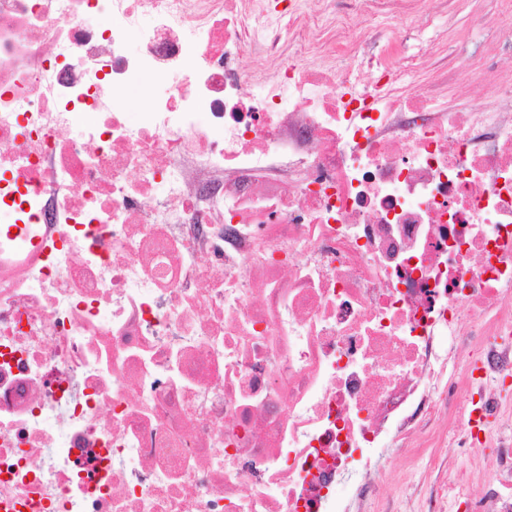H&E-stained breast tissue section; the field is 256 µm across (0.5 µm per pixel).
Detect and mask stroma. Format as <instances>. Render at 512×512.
Returning a JSON list of instances; mask_svg holds the SVG:
<instances>
[{
	"label": "stroma",
	"instance_id": "stroma-1",
	"mask_svg": "<svg viewBox=\"0 0 512 512\" xmlns=\"http://www.w3.org/2000/svg\"><path fill=\"white\" fill-rule=\"evenodd\" d=\"M499 0H424L422 13L396 18L395 26L401 33L399 52H413L423 14H430L434 27L432 35L439 43L438 54L430 59L422 78L424 89L443 92L454 86H463L471 100H480L486 84L479 64L460 69L458 59L474 54L478 46L494 44L501 55L498 77L502 83L512 82V24L497 23ZM390 482L384 494L385 506L395 512L421 508L420 498L437 482L435 469L418 468L406 472L400 468L395 450H388L381 461Z\"/></svg>",
	"mask_w": 512,
	"mask_h": 512
}]
</instances>
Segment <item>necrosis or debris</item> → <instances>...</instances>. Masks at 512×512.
Wrapping results in <instances>:
<instances>
[{
	"label": "necrosis or debris",
	"instance_id": "necrosis-or-debris-1",
	"mask_svg": "<svg viewBox=\"0 0 512 512\" xmlns=\"http://www.w3.org/2000/svg\"><path fill=\"white\" fill-rule=\"evenodd\" d=\"M415 5L0 0V512H369L459 442L426 512H512V84L362 59Z\"/></svg>",
	"mask_w": 512,
	"mask_h": 512
}]
</instances>
